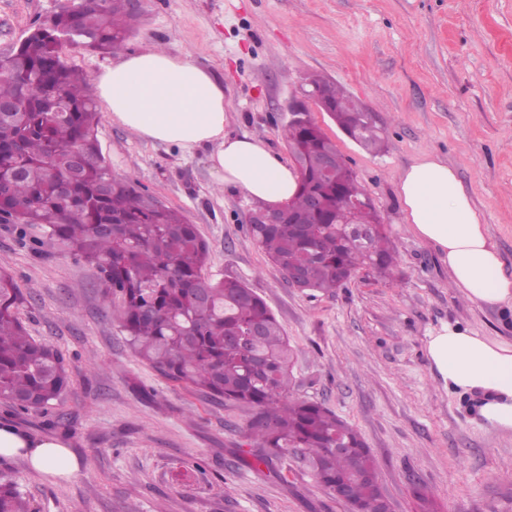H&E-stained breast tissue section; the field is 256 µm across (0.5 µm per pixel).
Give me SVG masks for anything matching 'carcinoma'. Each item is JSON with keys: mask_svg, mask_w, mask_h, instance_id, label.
Listing matches in <instances>:
<instances>
[{"mask_svg": "<svg viewBox=\"0 0 512 512\" xmlns=\"http://www.w3.org/2000/svg\"><path fill=\"white\" fill-rule=\"evenodd\" d=\"M139 15L126 0H72L35 25L18 52L0 56V207L7 224L42 227L51 239L100 273L105 293L119 300L113 315L134 354L163 378L258 409L247 436L265 450L264 464L300 458L329 493L349 487L348 506L383 491L365 477L374 466L359 432L323 405L291 391V349L267 303L237 280L206 272L208 245L179 211L131 175L112 173L97 138L98 109L88 76L67 61L60 32L77 48L117 54ZM307 95L324 93L328 116L365 151L385 148L384 130L368 127L369 112L343 86L319 74L305 77ZM285 137L305 165L291 206L301 223L250 224L251 239L282 273L305 271V289L334 294L362 268L390 276L395 250L367 209L366 241L344 223L346 202L367 193L336 145L310 121ZM326 150L337 157L334 179L319 172ZM84 159L75 178L73 156ZM319 198L315 210L309 199ZM106 224L103 230L100 225ZM25 295L0 272V397L21 411L47 409L70 383L62 354L35 341L17 315ZM346 444L342 450L336 442ZM0 512H29L8 478L0 479Z\"/></svg>", "mask_w": 512, "mask_h": 512, "instance_id": "carcinoma-1", "label": "carcinoma"}]
</instances>
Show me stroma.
Here are the masks:
<instances>
[{
	"label": "stroma",
	"mask_w": 512,
	"mask_h": 512,
	"mask_svg": "<svg viewBox=\"0 0 512 512\" xmlns=\"http://www.w3.org/2000/svg\"><path fill=\"white\" fill-rule=\"evenodd\" d=\"M65 0H0V54ZM125 49L189 54L224 85L231 136L282 157L285 107L306 74L344 86L386 131L373 155L319 108L375 202L397 252L392 276L359 270L335 294L289 285L251 240L254 202L220 185L209 151L143 139L101 112L97 137L115 175L134 176L195 224L209 273L261 296L293 350V394L351 423L394 512H512V435L470 395L445 389L425 344L447 323L512 343V308L470 302L438 250L404 222L397 184L424 155L445 159L484 218L512 276V0H140ZM27 301L19 316L64 357L72 383L49 410L0 401V425L69 448L68 477L0 457L32 512H350L297 458L258 463L251 407L162 378L128 349L98 276L41 228L0 224V271Z\"/></svg>",
	"instance_id": "stroma-1"
}]
</instances>
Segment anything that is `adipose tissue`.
I'll return each instance as SVG.
<instances>
[{"label": "adipose tissue", "instance_id": "adipose-tissue-1", "mask_svg": "<svg viewBox=\"0 0 512 512\" xmlns=\"http://www.w3.org/2000/svg\"><path fill=\"white\" fill-rule=\"evenodd\" d=\"M96 84L121 126L185 152L209 148L211 170L224 186L265 208L295 195L296 170L265 142L225 134L224 87L188 56L155 49L123 56ZM397 189L405 223L439 250L454 286L475 304L512 306V278L503 273L498 249L453 170L439 157H421L403 170ZM426 350L449 390L478 395L480 415L500 432L512 433V343L448 323L429 336ZM16 455L57 476L77 469L64 445L0 426V456Z\"/></svg>", "mask_w": 512, "mask_h": 512}]
</instances>
